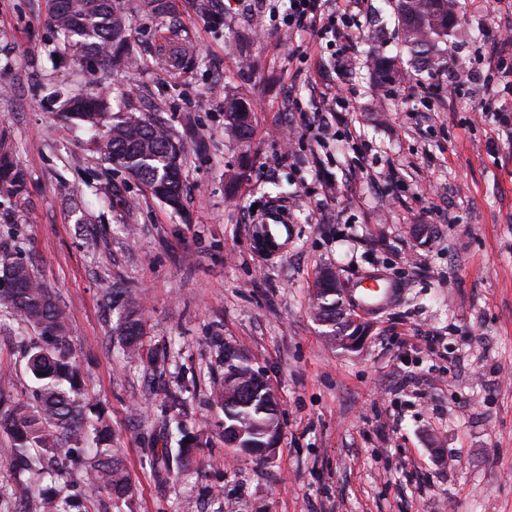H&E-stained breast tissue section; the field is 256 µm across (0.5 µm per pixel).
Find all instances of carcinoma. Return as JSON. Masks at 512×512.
Masks as SVG:
<instances>
[{
  "label": "carcinoma",
  "instance_id": "1",
  "mask_svg": "<svg viewBox=\"0 0 512 512\" xmlns=\"http://www.w3.org/2000/svg\"><path fill=\"white\" fill-rule=\"evenodd\" d=\"M404 46L411 67L432 72L445 64L436 53L438 43L448 40V17H459L457 0H394ZM50 23L63 37L65 49L79 64L91 59L110 63L118 59L125 43V18L111 0H60L56 6L45 0ZM196 50L179 37H172L159 54L161 69L169 76L180 74ZM378 85L395 81L387 59L374 65ZM66 115L95 132L96 152L124 169L142 183L151 196L175 212L182 208L184 185L183 151L168 126L149 112L130 104L126 112L111 119L110 96L67 97L62 102ZM254 112L240 97L224 98V131L239 143L251 140ZM24 175L15 169L9 150L0 146V197L21 193ZM8 287L0 288V306L13 311L38 335L22 344L23 357L32 379L38 384L36 405L0 402V432L10 439L5 460L16 472L66 477L78 463L76 452L95 444V461L84 472V483L119 502L132 496L133 487L122 458L114 448L105 447L112 430L102 417H86L87 405L75 357L67 336L62 309L52 292L39 283L30 266L4 253L0 255V277ZM345 307L343 289L330 273H323L313 299L315 320L325 322L324 335L332 342L355 333L362 323L338 318ZM112 334L124 343L132 356L140 354L141 312L135 299L125 296L124 306ZM224 411V436L239 438L241 448H262L269 444L270 431L278 428L277 402L261 375L247 364L230 366L224 385L215 393ZM75 502L59 497L48 488L40 498V512H72Z\"/></svg>",
  "mask_w": 512,
  "mask_h": 512
}]
</instances>
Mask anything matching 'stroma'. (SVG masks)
Segmentation results:
<instances>
[{"mask_svg": "<svg viewBox=\"0 0 512 512\" xmlns=\"http://www.w3.org/2000/svg\"><path fill=\"white\" fill-rule=\"evenodd\" d=\"M126 13L136 65L106 77L72 64L44 0H0V142L25 177L0 219V246L32 264L63 310L89 417L103 416L135 492L113 506L83 484L86 512H512V129L487 83L512 66V0H460L447 62L415 75L386 0H357L368 21L345 55L309 29L252 21L258 0H166ZM200 50L171 80L156 60L172 35ZM395 66L376 86L375 57ZM101 89L163 119L182 144L184 205L174 212L94 153L53 90ZM250 100V148L228 140L224 97ZM243 174L228 193L226 173ZM111 184L117 204L85 186ZM288 234L253 243L272 210ZM372 270L398 305L370 316L345 351L314 321L315 282ZM143 320L130 359L112 334V291ZM439 336L429 347L419 335ZM0 311V396L27 400L19 352L31 335ZM270 384L280 441L266 461L225 446L214 394L229 358ZM178 395L176 410L165 409ZM195 443L161 480L152 449ZM39 487L0 458V512H37Z\"/></svg>", "mask_w": 512, "mask_h": 512, "instance_id": "obj_1", "label": "stroma"}]
</instances>
